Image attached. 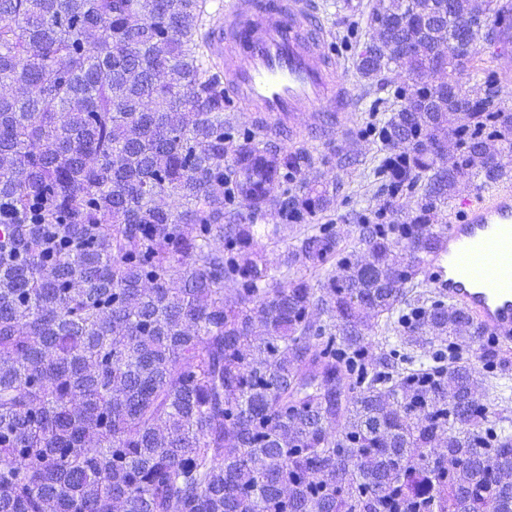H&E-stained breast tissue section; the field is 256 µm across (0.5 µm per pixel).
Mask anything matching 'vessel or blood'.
<instances>
[{"instance_id":"b4317fda","label":"vessel or blood","mask_w":512,"mask_h":512,"mask_svg":"<svg viewBox=\"0 0 512 512\" xmlns=\"http://www.w3.org/2000/svg\"><path fill=\"white\" fill-rule=\"evenodd\" d=\"M206 44L231 104L253 109L292 137L291 118L314 114L309 139L336 129L355 94L329 56V34L316 0H220ZM428 257L422 279L465 310L480 334L512 345V185L476 191Z\"/></svg>"}]
</instances>
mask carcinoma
Listing matches in <instances>:
<instances>
[{"mask_svg":"<svg viewBox=\"0 0 512 512\" xmlns=\"http://www.w3.org/2000/svg\"><path fill=\"white\" fill-rule=\"evenodd\" d=\"M204 4L0 0V512H512V405L419 279L460 180L507 175L512 113L456 92L497 0H375L357 70L413 87L379 215L417 206L350 246L304 145L224 126Z\"/></svg>","mask_w":512,"mask_h":512,"instance_id":"1","label":"carcinoma"}]
</instances>
